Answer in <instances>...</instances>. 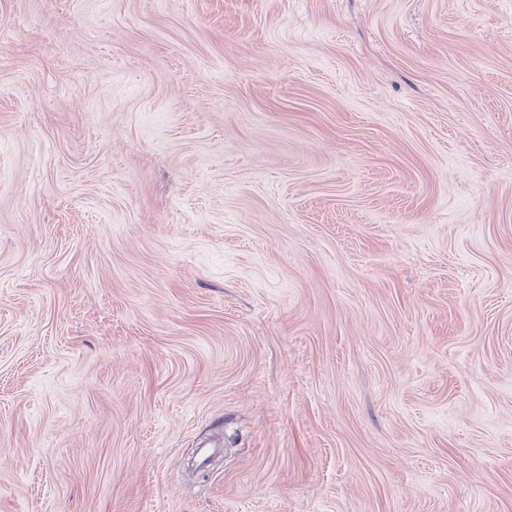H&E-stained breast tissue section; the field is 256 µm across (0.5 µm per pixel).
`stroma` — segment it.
<instances>
[{"instance_id":"35a3bbf8","label":"stroma","mask_w":512,"mask_h":512,"mask_svg":"<svg viewBox=\"0 0 512 512\" xmlns=\"http://www.w3.org/2000/svg\"><path fill=\"white\" fill-rule=\"evenodd\" d=\"M0 512H512V0H0Z\"/></svg>"}]
</instances>
